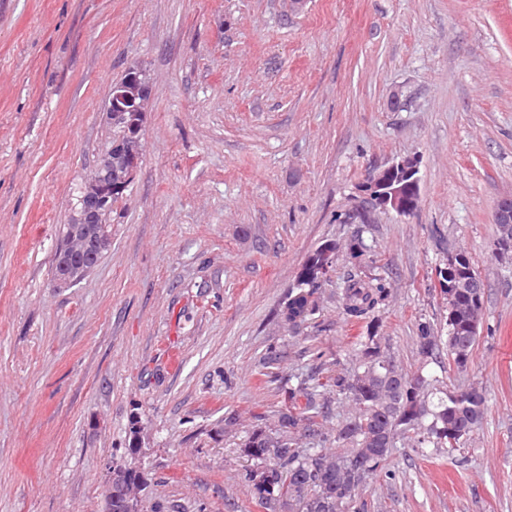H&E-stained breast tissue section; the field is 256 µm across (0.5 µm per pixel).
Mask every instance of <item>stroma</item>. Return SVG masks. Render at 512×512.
I'll use <instances>...</instances> for the list:
<instances>
[{"label":"stroma","instance_id":"35a3bbf8","mask_svg":"<svg viewBox=\"0 0 512 512\" xmlns=\"http://www.w3.org/2000/svg\"><path fill=\"white\" fill-rule=\"evenodd\" d=\"M136 65L151 97L111 245L56 287L110 90ZM405 156L417 208H368L366 182ZM510 196L512 0H0V512H102L135 418L142 512H263L244 436L372 333L486 409L457 451L398 441L358 512H512V258L494 254ZM358 237L390 295L351 322ZM327 242L319 309L289 328L279 311ZM458 250L485 283L464 371L424 364L417 339L424 320L446 332L435 268Z\"/></svg>","mask_w":512,"mask_h":512}]
</instances>
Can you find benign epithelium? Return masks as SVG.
<instances>
[{"instance_id": "benign-epithelium-1", "label": "benign epithelium", "mask_w": 512, "mask_h": 512, "mask_svg": "<svg viewBox=\"0 0 512 512\" xmlns=\"http://www.w3.org/2000/svg\"><path fill=\"white\" fill-rule=\"evenodd\" d=\"M150 96L149 82L138 68H128L122 79L112 86L105 118L111 126H123L124 132L117 140L109 142L95 165L93 176L84 184L68 227V245L62 247L58 256L63 269V274L56 279L59 288L83 280L91 272L85 257L108 246V238L102 233L106 226L101 224V219L112 209V203L138 168L143 121ZM419 181V161L415 157H405L378 169L365 185L370 207L392 210L399 215L413 212L419 202ZM495 223L498 224L497 252L502 257H511L512 196L498 204ZM442 274L451 288H461L467 283L464 269L452 257L448 258ZM142 480V472L135 466L109 470L105 512H112V493L117 485L123 492L124 512H140L138 491Z\"/></svg>"}]
</instances>
